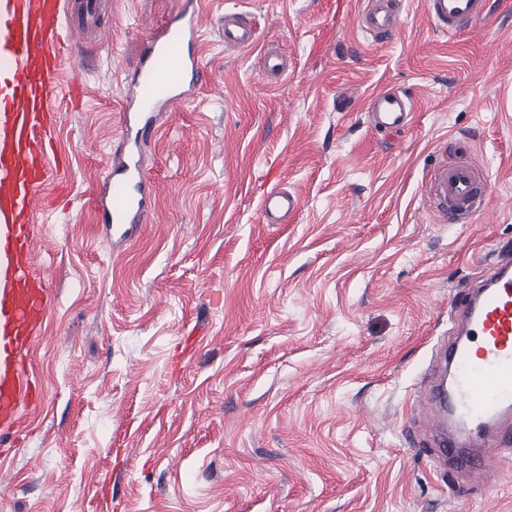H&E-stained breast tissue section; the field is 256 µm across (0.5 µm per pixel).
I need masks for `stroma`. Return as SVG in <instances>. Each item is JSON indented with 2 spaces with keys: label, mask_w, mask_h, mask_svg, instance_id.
Wrapping results in <instances>:
<instances>
[{
  "label": "stroma",
  "mask_w": 512,
  "mask_h": 512,
  "mask_svg": "<svg viewBox=\"0 0 512 512\" xmlns=\"http://www.w3.org/2000/svg\"><path fill=\"white\" fill-rule=\"evenodd\" d=\"M179 0H109L75 48L35 241L52 304L31 353L42 400L0 451V512H512V445L495 477L437 472L425 452L439 347L487 265L512 255V0L449 38L403 0L392 39L363 0H205L202 82L142 145L156 204L139 237L95 208L121 144L139 31ZM262 37L221 35L225 10ZM288 74L260 73L269 43ZM415 102L371 129L366 97ZM351 110L340 113V97ZM470 147L488 211L448 224L424 193ZM302 208L266 223L272 182ZM414 111V100L405 92L393 88L369 96L364 108L368 124L385 132H398L407 128Z\"/></svg>",
  "instance_id": "35a3bbf8"
}]
</instances>
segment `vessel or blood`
<instances>
[{
  "instance_id": "1",
  "label": "vessel or blood",
  "mask_w": 512,
  "mask_h": 512,
  "mask_svg": "<svg viewBox=\"0 0 512 512\" xmlns=\"http://www.w3.org/2000/svg\"><path fill=\"white\" fill-rule=\"evenodd\" d=\"M434 28L456 36L482 18L486 0H424ZM102 0H0V440L12 433L23 407L39 404L42 388L29 366L36 332L46 319L51 293L36 271L34 222L47 185L59 181L65 158H50L57 127L59 79L78 41L101 35ZM202 0H184L162 34L145 30L146 50L137 77L128 85L131 109L126 126L141 137L154 132L163 113L191 100L199 87ZM401 20L400 0H367L358 14L372 41L391 38ZM258 40L243 13L224 16V45L246 49ZM179 78L169 82L166 68ZM415 110L405 92L387 88L368 97V124L378 130L407 128ZM427 197L452 224H470L485 215L487 196L475 158L440 163L427 179ZM105 223L138 229L154 210L152 188L137 146L114 161L97 201ZM301 208L300 198L273 184L262 199L269 224H280ZM459 338L442 350L451 386L439 395L448 407L446 425L435 440L436 465L463 464L471 437L485 444L482 469L499 470L502 421L512 415V260L486 272L460 311Z\"/></svg>"
}]
</instances>
